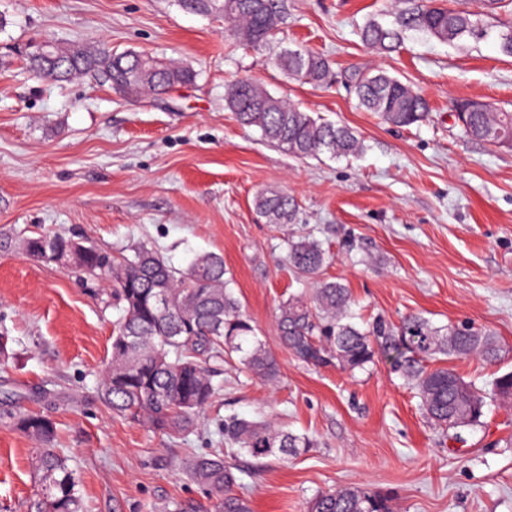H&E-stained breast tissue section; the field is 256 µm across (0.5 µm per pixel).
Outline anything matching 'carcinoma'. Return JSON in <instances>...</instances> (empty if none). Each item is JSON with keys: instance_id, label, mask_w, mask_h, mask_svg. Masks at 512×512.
Returning a JSON list of instances; mask_svg holds the SVG:
<instances>
[{"instance_id": "carcinoma-1", "label": "carcinoma", "mask_w": 512, "mask_h": 512, "mask_svg": "<svg viewBox=\"0 0 512 512\" xmlns=\"http://www.w3.org/2000/svg\"><path fill=\"white\" fill-rule=\"evenodd\" d=\"M192 12L224 18L235 40L262 48L284 23L277 0H179ZM407 31H422L449 44L466 36L488 35L481 15L450 8L445 0L405 10L388 24L375 19L360 29L370 48L387 53L396 49ZM21 53L38 78L66 81L74 76L93 80L123 95L160 92L195 80L192 69L166 63L137 51L114 53L105 46L55 43L51 62L38 54L33 43ZM288 77L303 83L329 86L334 73L328 59L315 52L286 49L275 55ZM350 88L358 106L385 122L406 127L426 121L427 100L410 85L383 70L352 74ZM471 100L455 108L464 132L488 144L512 148V112L487 104L471 110ZM224 106L243 126L260 131L270 145L300 158L357 156L364 150L359 134L345 125L314 117L247 79L231 84ZM254 207L268 224H292L298 212L296 199L287 192L267 188L254 198ZM78 241L52 232H35L21 238L0 237V251L18 249L45 261V253L63 251ZM85 258L75 270L112 279V299L121 305L122 319L112 336V356L102 372L100 393L112 412L169 435H187L197 425L199 413L219 398L221 388L211 379L212 360L233 362L269 383L279 366L273 353L256 334L250 318L235 296L233 280L226 276L224 258L215 253L197 256L185 270L168 264L151 247L140 245L132 254L116 257L94 245L84 247ZM288 264L300 277L315 281L312 297H291L279 305L278 337L298 359L313 366L334 365L354 373L364 371L379 355L385 356L412 385L426 417L439 428L458 431L481 423L486 398L512 403V371L495 377L483 390L467 381L447 362L475 356L487 363L501 360L503 347L495 335L468 325L435 326L413 315L395 325L378 318L364 327L353 322L349 288L321 278L332 255L310 237L286 243ZM15 425L38 439L35 472L41 493L35 512H81V481L69 459L52 448L56 424L31 411L13 415ZM224 444L254 459L297 455L314 447L270 420L224 417L220 426ZM183 467L202 485L215 512H251L249 502L237 492L240 477L224 462L220 449L197 453ZM309 512H392L389 495L369 487L322 491L309 504Z\"/></svg>"}]
</instances>
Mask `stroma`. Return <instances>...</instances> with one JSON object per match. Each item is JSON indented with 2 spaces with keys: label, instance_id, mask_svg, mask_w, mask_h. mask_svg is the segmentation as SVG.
Instances as JSON below:
<instances>
[{
  "label": "stroma",
  "instance_id": "35a3bbf8",
  "mask_svg": "<svg viewBox=\"0 0 512 512\" xmlns=\"http://www.w3.org/2000/svg\"><path fill=\"white\" fill-rule=\"evenodd\" d=\"M420 0H284L282 33L266 48L231 45L224 20L177 0H0V231L73 235L114 255L153 247L175 268L222 255L234 291L273 351L275 383L212 362L222 396L186 436L114 415L101 400L121 312L112 282L0 251V332L14 339L0 364V512H30L40 490L36 440L11 412L53 419L58 450L82 481L85 512H214L181 469L219 447L236 413L275 419L314 448L288 459H224L241 473L251 512H308L321 491L361 484L391 493L393 512H512V406L489 403L480 426L448 437L427 419L386 358L348 375L316 368L280 345L275 316L292 295L311 297L285 260V240L317 239L333 254L324 276L350 289L357 324L418 315L467 323L506 349L494 366L455 360L477 385L512 370V150L464 135L460 99L512 110V55L496 36L448 44L406 33L378 53L357 29ZM45 36L174 59L197 74L165 93L125 97L88 79L32 76L18 46ZM283 47L322 53L328 87L286 77ZM383 69L420 91L429 121L398 128L358 109L354 69ZM249 78L301 109L356 129L363 153L298 159L241 127L224 107L229 84ZM275 187L299 204L292 224H267L253 199Z\"/></svg>",
  "mask_w": 512,
  "mask_h": 512
}]
</instances>
